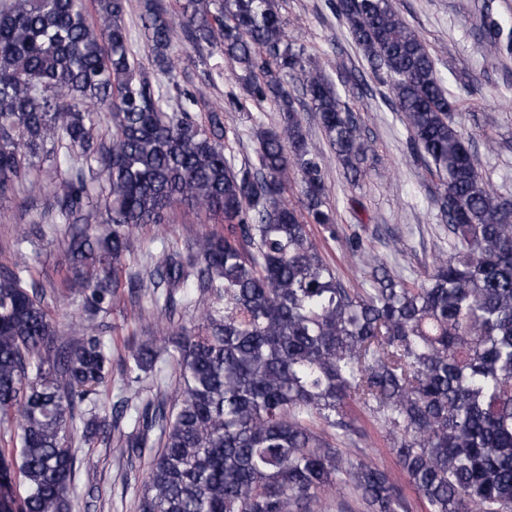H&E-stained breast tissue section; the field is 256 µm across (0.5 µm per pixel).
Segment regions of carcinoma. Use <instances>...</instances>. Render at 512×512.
I'll use <instances>...</instances> for the list:
<instances>
[{"instance_id": "cac0c4a2", "label": "carcinoma", "mask_w": 512, "mask_h": 512, "mask_svg": "<svg viewBox=\"0 0 512 512\" xmlns=\"http://www.w3.org/2000/svg\"><path fill=\"white\" fill-rule=\"evenodd\" d=\"M369 67L387 76L416 156L440 179L434 203L454 244L421 282L364 259L349 288L313 240H336L324 154L303 128L287 79L319 113L336 161L366 157L357 113L331 78L288 42L276 0H183L193 47L218 45L243 75L246 98L273 102L276 129L256 131V160L235 166L223 108L208 125L136 74L121 23L125 0H0V197L34 183L35 162L60 173L58 218L87 221L84 163L107 180L105 218L71 234L65 293L85 318L58 341L46 292L27 266L0 268V512H79L74 447L112 441L96 412L112 383V340L95 324L124 286L136 230L184 203L224 217L190 254L163 251L150 270L151 337L127 343L128 381L156 390L115 409L128 459L157 448L138 512H512V201L482 178L435 58L392 0H336ZM173 20L148 0L143 36L174 77ZM512 47L491 23L479 52ZM112 122L111 144L94 130ZM67 140L70 152L55 155ZM297 176L301 209L285 200ZM194 292H189V289ZM193 307L200 322L172 330ZM176 361L162 392L163 355ZM383 431L403 481L345 448L365 436L353 408ZM336 490V500L326 498Z\"/></svg>"}]
</instances>
